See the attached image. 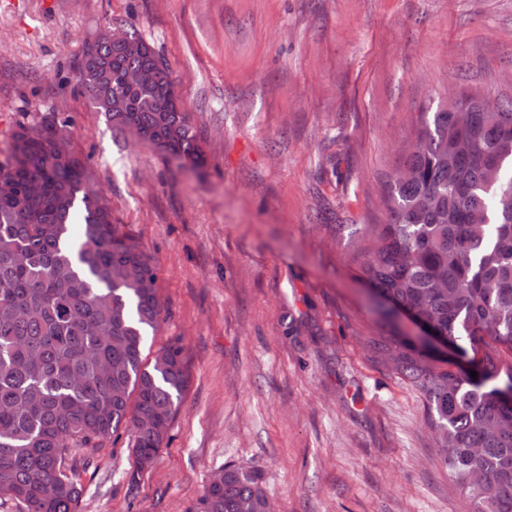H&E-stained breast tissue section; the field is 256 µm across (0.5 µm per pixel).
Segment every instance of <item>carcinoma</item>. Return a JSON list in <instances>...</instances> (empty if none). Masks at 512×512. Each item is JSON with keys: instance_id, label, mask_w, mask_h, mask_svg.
I'll return each instance as SVG.
<instances>
[{"instance_id": "1", "label": "carcinoma", "mask_w": 512, "mask_h": 512, "mask_svg": "<svg viewBox=\"0 0 512 512\" xmlns=\"http://www.w3.org/2000/svg\"><path fill=\"white\" fill-rule=\"evenodd\" d=\"M132 50L99 36L76 85L116 126L180 165L205 155L188 114L164 98L173 84L132 94L125 76L164 65L129 32ZM131 96L133 111L116 112ZM497 112H419L414 139L384 194L388 220L360 267L377 318L375 348L428 401L438 455L473 512H512V99ZM67 119L53 113L12 134L0 164V499L22 512H79L68 474L74 448L131 438V481L154 459L184 397L182 348L150 361L163 321L154 260L112 218L88 162L54 152ZM416 313L456 360L398 327ZM476 371L472 377L470 371ZM54 493L43 495L44 485ZM263 473L226 464L193 512H265Z\"/></svg>"}]
</instances>
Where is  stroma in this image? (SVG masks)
I'll return each instance as SVG.
<instances>
[{"label":"stroma","instance_id":"obj_1","mask_svg":"<svg viewBox=\"0 0 512 512\" xmlns=\"http://www.w3.org/2000/svg\"><path fill=\"white\" fill-rule=\"evenodd\" d=\"M134 29L168 65L207 161L178 167L77 93L87 42ZM512 98V0H0V163L68 115L121 228L154 257L189 384L152 469L127 436L73 452L79 512H190L255 467L275 512H472L424 394L367 341L360 279L422 106Z\"/></svg>","mask_w":512,"mask_h":512}]
</instances>
